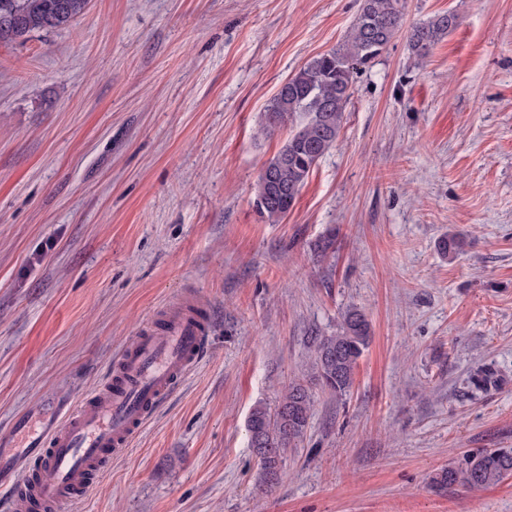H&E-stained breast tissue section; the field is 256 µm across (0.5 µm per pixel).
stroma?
<instances>
[{
    "label": "stroma",
    "mask_w": 512,
    "mask_h": 512,
    "mask_svg": "<svg viewBox=\"0 0 512 512\" xmlns=\"http://www.w3.org/2000/svg\"><path fill=\"white\" fill-rule=\"evenodd\" d=\"M359 5L90 0L72 26L0 43V428L105 384L174 298L201 299L210 329L68 512H512V476L431 484L512 448V0H406L405 26L459 24L423 58L395 38L288 215L255 206L288 137L259 135L265 106ZM351 307L372 339L339 398L307 338ZM482 368L496 382L479 389ZM293 382L313 413L270 485L245 423ZM512 475V448L481 449L467 452L462 458L432 477L437 488L459 485L468 489H480L498 483Z\"/></svg>",
    "instance_id": "1"
}]
</instances>
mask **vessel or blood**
Returning a JSON list of instances; mask_svg holds the SVG:
<instances>
[{
  "label": "vessel or blood",
  "instance_id": "vessel-or-blood-1",
  "mask_svg": "<svg viewBox=\"0 0 512 512\" xmlns=\"http://www.w3.org/2000/svg\"><path fill=\"white\" fill-rule=\"evenodd\" d=\"M208 325L183 303L170 306L159 326H146L116 359L102 388L68 403L52 424L32 432L31 420L17 414L0 432V512H67L83 501L112 455L136 433L203 361ZM29 439L18 451L17 436ZM26 468L25 484L14 482Z\"/></svg>",
  "mask_w": 512,
  "mask_h": 512
}]
</instances>
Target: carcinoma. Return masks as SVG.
<instances>
[{
	"instance_id": "cac0c4a2",
	"label": "carcinoma",
	"mask_w": 512,
	"mask_h": 512,
	"mask_svg": "<svg viewBox=\"0 0 512 512\" xmlns=\"http://www.w3.org/2000/svg\"><path fill=\"white\" fill-rule=\"evenodd\" d=\"M90 0H0V42L24 43L34 32L72 25ZM404 0H362L359 14L343 43L308 60L281 83L266 106L262 132L272 134L291 125L292 131L259 177L257 208L270 224L279 223L293 207L318 161L336 144L352 96L354 75L381 56L402 31ZM458 25V15L437 14L412 26L407 40L412 52L426 56L431 47ZM371 340V325L357 309L344 313L331 336H311L315 378L322 388L341 398L353 385L358 360ZM313 400L307 387L291 383L275 409L258 405L246 421L249 446L254 448L267 482L278 479L284 453L305 436ZM512 475V448L467 452L455 464L432 477L437 488L459 485L480 489Z\"/></svg>"
}]
</instances>
